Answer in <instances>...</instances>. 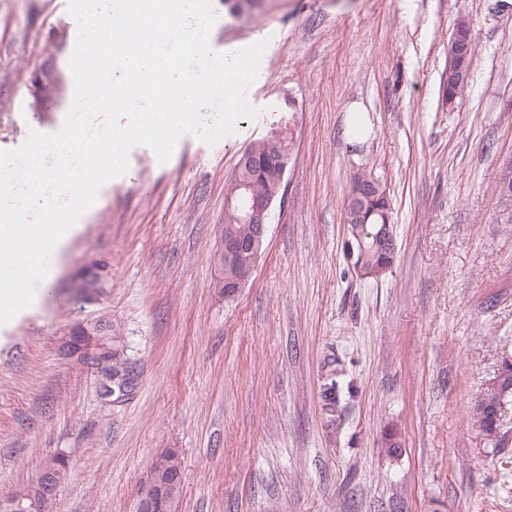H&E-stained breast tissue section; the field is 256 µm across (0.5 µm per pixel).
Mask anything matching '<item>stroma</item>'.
<instances>
[{
	"label": "stroma",
	"instance_id": "1",
	"mask_svg": "<svg viewBox=\"0 0 512 512\" xmlns=\"http://www.w3.org/2000/svg\"><path fill=\"white\" fill-rule=\"evenodd\" d=\"M210 44L267 41L256 108L214 145L135 147L99 192L51 291L0 326V501L69 456L54 512H137L154 460L182 465L175 512H512L505 445L474 407L512 352V0H212ZM468 19L471 79L445 103ZM67 0H0V151L71 106ZM293 136L262 252L232 297L216 257L227 186L253 140ZM386 186L396 254L360 279L345 250L355 174ZM121 329L122 405L62 352ZM335 407L322 392L329 371Z\"/></svg>",
	"mask_w": 512,
	"mask_h": 512
}]
</instances>
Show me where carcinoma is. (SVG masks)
Returning a JSON list of instances; mask_svg holds the SVG:
<instances>
[{
	"instance_id": "obj_1",
	"label": "carcinoma",
	"mask_w": 512,
	"mask_h": 512,
	"mask_svg": "<svg viewBox=\"0 0 512 512\" xmlns=\"http://www.w3.org/2000/svg\"><path fill=\"white\" fill-rule=\"evenodd\" d=\"M472 58L457 65V70L448 74V80L443 82L442 91L446 101L452 102L467 85ZM250 158L258 164L254 170L240 168L235 169L234 175L228 185L227 195H232L239 181L248 178L254 190L263 195H273L277 192L278 163L270 157L267 138L263 137L251 142L247 147ZM347 214L349 229H357L361 232L363 247L356 249L355 265L364 270V278L372 279V270L376 267L388 269L394 259V252L380 249L372 234L379 224H388L391 221V206L387 195L386 186L371 173L356 175L351 183L347 196ZM224 235L239 237L251 236L250 225L239 224L234 214L224 213ZM251 271L248 258H224V280H234ZM90 332L100 342L94 349V353L82 367L94 373L106 372L110 369L117 371L134 370V363L126 355H116V350H125L122 337L112 329V323L104 322L90 329ZM479 424L482 430L491 434L499 429L500 422L493 417V413L481 404L475 406ZM159 472L156 477L165 485V491L169 497L170 505L175 502L180 494L182 483L181 461L179 454L174 449L162 453L153 462ZM70 468V459L65 454H54L42 462L35 480L30 485L27 493L38 497L44 484L48 480L62 482L66 479Z\"/></svg>"
}]
</instances>
